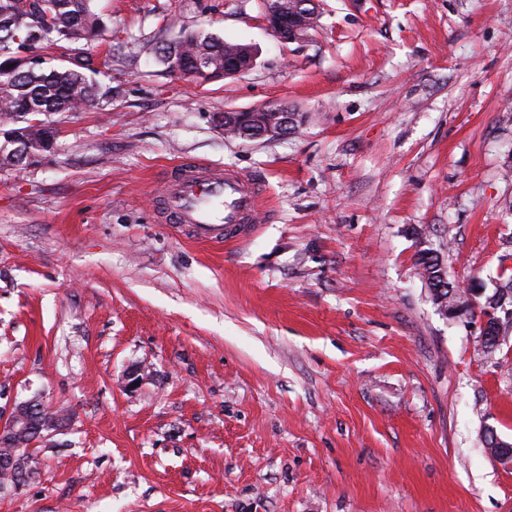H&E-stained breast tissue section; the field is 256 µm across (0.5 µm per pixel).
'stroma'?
Wrapping results in <instances>:
<instances>
[{
    "label": "stroma",
    "mask_w": 512,
    "mask_h": 512,
    "mask_svg": "<svg viewBox=\"0 0 512 512\" xmlns=\"http://www.w3.org/2000/svg\"><path fill=\"white\" fill-rule=\"evenodd\" d=\"M106 110L58 112L38 163L0 168V418L70 422L0 484V512H512V335L444 314L512 276V0H323L294 43L262 0H94ZM199 28L253 67L203 85L140 55ZM280 105L285 137H225ZM262 179L247 239L157 223L165 166ZM145 378L131 388L127 372ZM484 441L492 455L503 463H511L512 461V441H506L499 437L497 431L492 426H486L483 431Z\"/></svg>",
    "instance_id": "35a3bbf8"
}]
</instances>
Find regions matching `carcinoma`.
<instances>
[{"instance_id":"obj_1","label":"carcinoma","mask_w":512,"mask_h":512,"mask_svg":"<svg viewBox=\"0 0 512 512\" xmlns=\"http://www.w3.org/2000/svg\"><path fill=\"white\" fill-rule=\"evenodd\" d=\"M93 0H0V147L22 136L30 156L18 160L15 170L37 162L52 146L56 130L40 119L55 112H77L100 105L96 83L86 72L112 65V54L98 59V46L105 23L93 10ZM58 46L67 50L63 64L46 69L43 61H30L25 54ZM235 52L253 62L251 47L226 42L199 31L186 32L167 43L147 41L140 52L152 54L173 67L176 58L187 62L182 77L206 82L224 77V54ZM423 272L446 274L437 257L422 253Z\"/></svg>"}]
</instances>
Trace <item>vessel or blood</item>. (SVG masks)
Wrapping results in <instances>:
<instances>
[{"label":"vessel or blood","instance_id":"vessel-or-blood-1","mask_svg":"<svg viewBox=\"0 0 512 512\" xmlns=\"http://www.w3.org/2000/svg\"><path fill=\"white\" fill-rule=\"evenodd\" d=\"M265 197L258 178L186 158L163 176L155 211L159 223L178 225L186 238L223 244L251 233Z\"/></svg>","mask_w":512,"mask_h":512}]
</instances>
